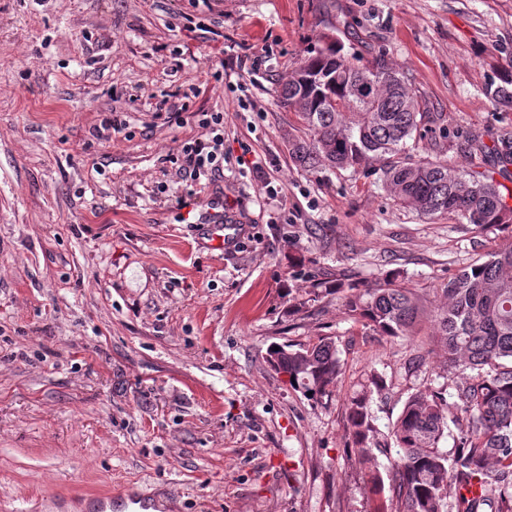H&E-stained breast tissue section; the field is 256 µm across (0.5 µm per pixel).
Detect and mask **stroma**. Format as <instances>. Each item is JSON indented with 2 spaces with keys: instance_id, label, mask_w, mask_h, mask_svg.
Here are the masks:
<instances>
[{
  "instance_id": "1",
  "label": "stroma",
  "mask_w": 512,
  "mask_h": 512,
  "mask_svg": "<svg viewBox=\"0 0 512 512\" xmlns=\"http://www.w3.org/2000/svg\"><path fill=\"white\" fill-rule=\"evenodd\" d=\"M323 34L408 77L426 119L401 161L489 170L512 191L494 158L512 105L488 95L512 71V0H0V512L129 484L174 512H388L369 487L389 456L358 462L346 407L384 377L385 442L410 395L456 402L433 324L375 336L339 294L294 304L318 280L392 272L432 296L512 226L403 207L376 167L291 162L297 117L277 88ZM164 98L188 104L181 122L157 117ZM113 111L127 133L93 137ZM197 111L223 112L226 156L200 200L176 164ZM211 199L239 219L232 247L202 223ZM321 336L343 368L315 401L266 352Z\"/></svg>"
}]
</instances>
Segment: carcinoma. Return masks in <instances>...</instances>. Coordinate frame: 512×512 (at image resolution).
Masks as SVG:
<instances>
[{
  "mask_svg": "<svg viewBox=\"0 0 512 512\" xmlns=\"http://www.w3.org/2000/svg\"><path fill=\"white\" fill-rule=\"evenodd\" d=\"M342 46L321 39L279 84L278 98L297 113L310 138L288 136V154L301 170L367 169L380 163L386 186L405 207L420 213L450 214L480 230L512 224V207L489 174L456 172L441 160L393 161L406 141L421 131L425 112L402 73L382 55L363 63ZM512 105V77L488 90ZM391 273L366 286L337 281L347 317L377 336H411L431 315L432 341L448 373L457 376L456 451L440 443L448 430V402L441 393L419 391L407 399L390 437L397 448L387 478H372L375 492H388L395 512H446L448 488L456 485L455 512H512V243L502 244L448 277L436 289L439 304L406 288ZM271 366L292 378L290 385L311 398L329 395L342 371L335 341L281 345L268 352ZM386 387L373 374L347 407L350 440L358 461L368 463L376 430L372 393Z\"/></svg>",
  "mask_w": 512,
  "mask_h": 512,
  "instance_id": "1",
  "label": "carcinoma"
}]
</instances>
